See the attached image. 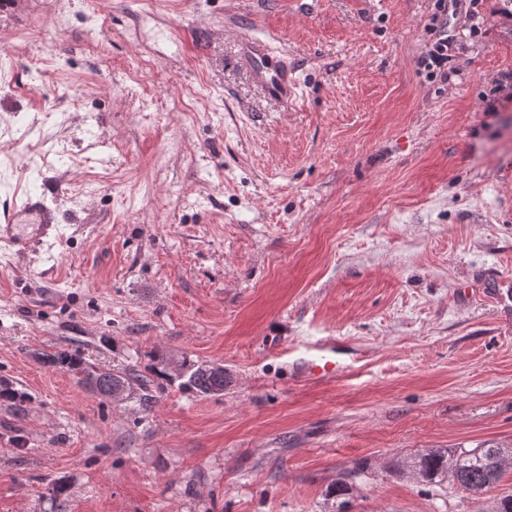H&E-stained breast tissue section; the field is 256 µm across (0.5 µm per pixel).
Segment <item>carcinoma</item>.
Here are the masks:
<instances>
[{"label": "carcinoma", "instance_id": "obj_1", "mask_svg": "<svg viewBox=\"0 0 512 512\" xmlns=\"http://www.w3.org/2000/svg\"><path fill=\"white\" fill-rule=\"evenodd\" d=\"M44 359L53 366L68 368L79 376V381L101 395L112 387L122 386L130 396L137 387L142 391L138 395L141 406L147 408L151 405L152 395L148 394L150 380L147 378H131L122 373L114 374L94 367L89 368L77 355L66 351L46 354ZM228 383L227 376L212 371L210 366L188 363L180 386L199 395H211L224 391V386ZM504 456L505 448L499 445L453 452L431 449L412 457L408 461V467L427 484H438L450 476L461 488L477 493L499 482L506 468Z\"/></svg>", "mask_w": 512, "mask_h": 512}]
</instances>
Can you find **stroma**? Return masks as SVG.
I'll list each match as a JSON object with an SVG mask.
<instances>
[{
  "mask_svg": "<svg viewBox=\"0 0 512 512\" xmlns=\"http://www.w3.org/2000/svg\"><path fill=\"white\" fill-rule=\"evenodd\" d=\"M11 0L0 7V512H495L402 462L512 445V14L502 0ZM286 53L282 105L240 34ZM452 45L447 80L417 70ZM358 353L306 378L290 347ZM223 394L91 392L45 353ZM363 466L347 507L331 490ZM55 213L40 197H27L0 224V242L18 253L43 245L55 236ZM185 374L180 377L183 381L180 386L188 391H193L199 395H211L216 392H224V386L229 383V378L225 376L223 364L213 363L210 366L221 373L213 372L207 364L187 363Z\"/></svg>",
  "mask_w": 512,
  "mask_h": 512,
  "instance_id": "1",
  "label": "stroma"
}]
</instances>
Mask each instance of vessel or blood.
<instances>
[{
  "label": "vessel or blood",
  "instance_id": "b4317fda",
  "mask_svg": "<svg viewBox=\"0 0 512 512\" xmlns=\"http://www.w3.org/2000/svg\"><path fill=\"white\" fill-rule=\"evenodd\" d=\"M246 47L245 62L262 91L271 99L288 102L295 95L288 67L276 50L251 35L240 37ZM57 231L55 213L39 197L26 198L0 223V242L24 253L46 243ZM304 366L309 374L332 378L348 368L340 357L341 349L334 337H320L304 344Z\"/></svg>",
  "mask_w": 512,
  "mask_h": 512
}]
</instances>
